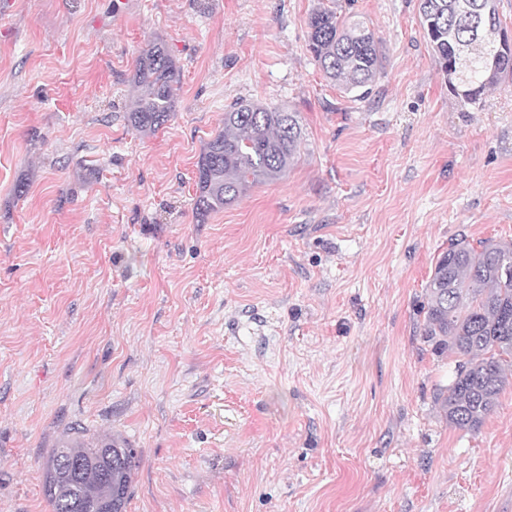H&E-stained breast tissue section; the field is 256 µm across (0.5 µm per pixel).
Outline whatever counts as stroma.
I'll list each match as a JSON object with an SVG mask.
<instances>
[{
    "instance_id": "1",
    "label": "stroma",
    "mask_w": 512,
    "mask_h": 512,
    "mask_svg": "<svg viewBox=\"0 0 512 512\" xmlns=\"http://www.w3.org/2000/svg\"><path fill=\"white\" fill-rule=\"evenodd\" d=\"M4 3L0 512H49L76 424L136 449L126 512H512V382L449 426L420 311L451 244L512 241V77L461 105L419 0ZM320 7L374 31L368 93L308 52ZM156 38L180 84L144 135L124 114ZM238 99L304 143L201 223L196 163Z\"/></svg>"
}]
</instances>
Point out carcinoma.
<instances>
[{
    "instance_id": "carcinoma-1",
    "label": "carcinoma",
    "mask_w": 512,
    "mask_h": 512,
    "mask_svg": "<svg viewBox=\"0 0 512 512\" xmlns=\"http://www.w3.org/2000/svg\"><path fill=\"white\" fill-rule=\"evenodd\" d=\"M420 24L449 91L463 104L512 75V47L471 39L473 15L504 30L497 0H420ZM308 49L326 78L347 91L372 85L382 54L367 25L321 8L308 21ZM180 71L165 44L154 41L136 60L127 124L143 134L163 128L176 111ZM295 112L237 101L224 111V130L196 164L194 209L199 221L234 203L251 185L283 177L300 154ZM423 337L438 353L458 357L453 380L437 396L448 424L478 431L497 405L512 370V242L458 241L437 260L426 286ZM137 455L124 441L73 428L44 469L51 512H125Z\"/></svg>"
}]
</instances>
